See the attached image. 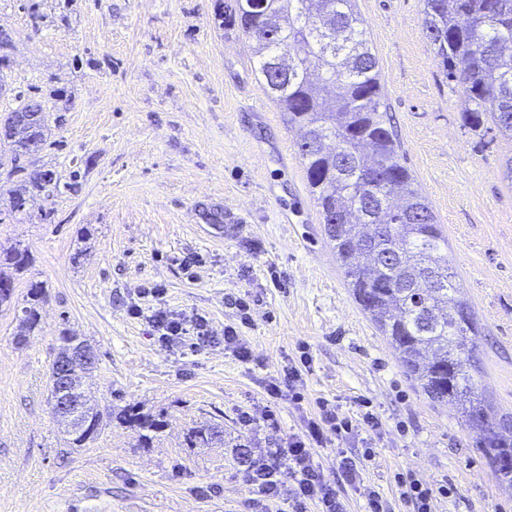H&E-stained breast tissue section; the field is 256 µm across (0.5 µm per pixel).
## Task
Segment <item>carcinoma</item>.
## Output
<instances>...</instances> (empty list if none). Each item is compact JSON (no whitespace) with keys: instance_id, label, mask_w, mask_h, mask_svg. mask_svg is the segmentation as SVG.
<instances>
[{"instance_id":"1","label":"carcinoma","mask_w":512,"mask_h":512,"mask_svg":"<svg viewBox=\"0 0 512 512\" xmlns=\"http://www.w3.org/2000/svg\"><path fill=\"white\" fill-rule=\"evenodd\" d=\"M423 2L425 37L439 68L462 89L464 121L476 132L489 123L512 142V0ZM265 11L271 28L252 36L259 74L267 95L298 129L308 186L355 301L423 394L456 406L499 482L512 487V421L488 412L462 363L461 355L475 349L476 321L460 318L470 306L455 297L448 239L401 161L378 58L355 0H266ZM43 112L32 101L12 111L34 120L23 137L7 131L0 136L13 155L9 175L25 172L21 159L46 144ZM30 184L38 195L59 190L50 169L32 175ZM368 224L377 226L380 260L365 266L360 242ZM31 262L26 249L0 250V307L12 303L15 281ZM42 299L43 284L30 283L23 328L37 324ZM88 418L90 432L55 418L69 447L83 448L100 433L99 410ZM120 419L139 430L145 447L165 426L132 406ZM221 437L218 427L200 424L187 431L186 441L193 448Z\"/></svg>"}]
</instances>
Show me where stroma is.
Instances as JSON below:
<instances>
[{
    "mask_svg": "<svg viewBox=\"0 0 512 512\" xmlns=\"http://www.w3.org/2000/svg\"><path fill=\"white\" fill-rule=\"evenodd\" d=\"M399 153L448 237L457 296L479 328L475 380L490 412L512 416V143L476 135L462 92L440 72L423 32V0H357ZM235 0H0L12 47L0 116L18 96L43 104L49 144L30 169H51L54 198L12 212V155L0 152V247L32 255L16 282L44 285L25 341L0 307V512H252L249 465L339 404L382 426L328 436L314 462L348 512L368 490L384 512H413L396 474L430 488L433 512H512L452 406L432 403L354 300L324 230L297 134L264 91L253 42L217 11ZM161 289L153 297L152 289ZM251 306L241 324L238 305ZM206 317L216 336L162 343L158 306ZM236 327L250 361L224 346ZM96 349L88 378L101 413L126 406L165 421L150 447L122 421L71 448L51 414L48 373L64 333ZM304 399L270 398L300 351ZM273 410L277 421L264 420ZM254 422L243 426V416ZM224 440L187 447L190 427ZM371 452L359 487L340 484L336 450Z\"/></svg>",
    "mask_w": 512,
    "mask_h": 512,
    "instance_id": "1",
    "label": "stroma"
}]
</instances>
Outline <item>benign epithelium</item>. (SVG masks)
<instances>
[{"label":"benign epithelium","mask_w":512,"mask_h":512,"mask_svg":"<svg viewBox=\"0 0 512 512\" xmlns=\"http://www.w3.org/2000/svg\"><path fill=\"white\" fill-rule=\"evenodd\" d=\"M97 355L93 348L83 344H71L65 356L56 359L54 365V397L53 405L58 415L68 421L87 423L81 420L80 413L90 407V402L74 379V371L82 367L87 371L94 369Z\"/></svg>","instance_id":"obj_1"}]
</instances>
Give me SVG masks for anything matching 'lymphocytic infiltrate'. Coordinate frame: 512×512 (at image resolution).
I'll list each match as a JSON object with an SVG mask.
<instances>
[{"label": "lymphocytic infiltrate", "mask_w": 512, "mask_h": 512, "mask_svg": "<svg viewBox=\"0 0 512 512\" xmlns=\"http://www.w3.org/2000/svg\"><path fill=\"white\" fill-rule=\"evenodd\" d=\"M161 342H169L179 336L194 335L204 341H213L211 327L205 317L186 320L184 317L156 309L150 317ZM318 412L308 419L302 433L289 437L286 446L268 451L250 466L249 479L265 500L287 498L290 512H308L309 505H316L318 512H346V506L336 487L329 483L322 470L313 460L311 449L322 444L326 433H334L346 439L359 427L378 431L381 422L372 412H364L360 420H352L340 407L328 400L317 403ZM287 470L291 489H284L278 474Z\"/></svg>", "instance_id": "f902f5d3"}]
</instances>
